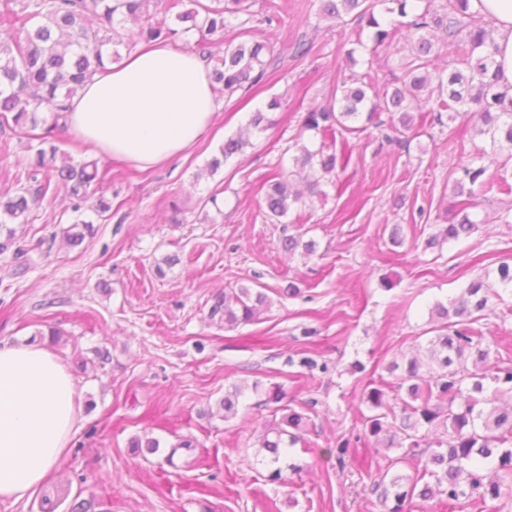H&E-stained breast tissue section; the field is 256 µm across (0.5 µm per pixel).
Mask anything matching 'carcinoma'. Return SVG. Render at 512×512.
Listing matches in <instances>:
<instances>
[{"label": "carcinoma", "instance_id": "carcinoma-1", "mask_svg": "<svg viewBox=\"0 0 512 512\" xmlns=\"http://www.w3.org/2000/svg\"><path fill=\"white\" fill-rule=\"evenodd\" d=\"M152 0H35L33 10L17 12L7 8L16 21L9 23L10 40H0V116L13 127L37 128L41 106L53 105L52 123L41 137L42 147L30 159L29 169L45 171V178L32 188H21L5 200L0 198V254L12 252L19 265L30 264V250L16 240L13 224L28 223L32 207L48 193L65 189L73 200L72 209L81 210L88 190L98 179L95 161L75 164L66 153L50 143L57 127H65V113L83 85L94 75L108 70L120 59L114 46L116 27L128 22L139 25L138 35L146 43L158 40H194L213 61L210 78L232 96L247 92L266 81L267 70L261 54L266 45L245 39L250 33L249 0H190L196 7L178 13L181 0H157L163 16L149 12ZM433 0H321L324 18L335 22L349 17L360 26L356 45L367 63L380 49L392 47L398 18L408 19L407 27L417 38L409 55L400 59V73H392V90L371 98V71L352 73L332 92L330 100L310 108L302 116L301 131L353 135L368 123L384 125L381 115L390 117V126L400 134H418L416 120L422 113L442 121L455 120L462 110H473L489 147L469 154L455 180L453 209L457 220L431 234L424 248L433 249L447 240L458 239L475 228L470 210L476 206L477 192L487 187L512 193V186L494 184L490 174L494 159L508 152L512 159V90L499 83L495 38L484 17L470 10L469 0H446L443 12L432 10ZM238 20L232 24L231 19ZM369 29L363 39L361 27ZM238 30V43H224V31ZM442 57L446 66L433 59ZM272 121L262 110L253 113L248 130L224 141L221 157L213 158L206 170L215 172L222 160L239 154L250 144L249 130L263 132ZM347 166L344 156L322 143L317 148L296 145L292 170L276 173L263 185L267 216L280 220L306 205L293 177L305 180L309 196L322 194L325 180H331ZM95 234L93 223L76 219L64 229L65 238L80 244ZM500 294L482 276L470 281L458 306H434L431 321L435 336L425 347L428 369L416 359L405 365L392 363L389 371L402 370L399 389L405 398L396 407L386 401L385 392L372 387L363 402L372 411L365 417L366 432L387 449L401 451L392 464H406L409 474L382 475L368 491L386 512H405L413 500L423 502L434 495L448 502L478 509L487 500L512 497V406L499 402L512 397V367L493 362L490 348L483 346L478 324ZM267 306V296L241 286L216 298L214 312H224V325L235 327L257 320ZM282 390L272 388L264 405H274L281 417L259 444V453H268L271 477L282 479V449L294 446L307 430L308 417L281 405Z\"/></svg>", "mask_w": 512, "mask_h": 512}]
</instances>
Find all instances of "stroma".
<instances>
[{
    "mask_svg": "<svg viewBox=\"0 0 512 512\" xmlns=\"http://www.w3.org/2000/svg\"><path fill=\"white\" fill-rule=\"evenodd\" d=\"M253 37L270 47L266 82L220 95L190 156L150 171L100 158L104 179L84 205L94 238L63 239L72 212L61 191L17 227L32 263L0 255V344L54 352L76 383L82 420L52 479L29 500L0 499V512H71L83 500L90 512H267L272 501L279 512H382L368 487L398 450L369 439L341 463L327 450L364 432L370 378L384 379L395 397L387 365L421 355L432 306L512 264V194L481 193L474 231L424 249L447 222L465 150L483 143L477 118L461 116L425 123L403 147L383 143L372 126L351 136L348 168L306 207L305 220H269L262 186L288 170L297 140L319 146L320 137L301 134V115L350 75L355 32L324 18L321 0H288L283 22L255 24ZM301 39L316 52L293 57ZM274 98L272 127L206 173L224 140ZM33 142V131L0 125V195L28 185ZM102 194L112 199L104 217L94 210ZM288 236L315 242V252H285ZM169 254L178 264L157 273ZM240 286L264 292L270 305L256 323L228 329L211 307L216 294ZM481 327L492 358L512 363V294ZM236 385L244 394L228 418L222 400ZM275 385L290 407L315 403L303 441L288 450L301 469L284 484L269 481L256 456L278 419L264 404ZM144 437L159 440L158 453L133 452L131 441ZM183 437L196 448L179 447Z\"/></svg>",
    "mask_w": 512,
    "mask_h": 512,
    "instance_id": "35a3bbf8",
    "label": "stroma"
}]
</instances>
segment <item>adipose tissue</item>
<instances>
[{"label":"adipose tissue","mask_w":512,"mask_h":512,"mask_svg":"<svg viewBox=\"0 0 512 512\" xmlns=\"http://www.w3.org/2000/svg\"><path fill=\"white\" fill-rule=\"evenodd\" d=\"M470 8L495 25L501 82L512 87V0H470ZM218 108L201 55L155 42L87 81L65 122L91 152L150 169L196 144ZM76 398L50 350L0 346V499L23 501L49 479L79 428Z\"/></svg>","instance_id":"1"}]
</instances>
